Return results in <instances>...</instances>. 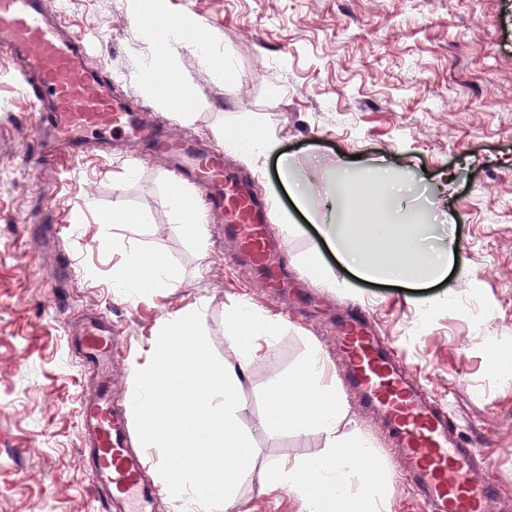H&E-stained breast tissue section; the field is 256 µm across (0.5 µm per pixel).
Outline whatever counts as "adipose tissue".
Segmentation results:
<instances>
[{"mask_svg": "<svg viewBox=\"0 0 512 512\" xmlns=\"http://www.w3.org/2000/svg\"><path fill=\"white\" fill-rule=\"evenodd\" d=\"M324 238L342 264L364 277L402 280L418 263L439 274L454 255L422 224H328ZM126 266V272L112 279L113 287L123 292L139 290L130 274L134 268L144 269L154 288H169L176 281L167 264L138 248L127 253ZM198 314L192 307L169 318L157 338L159 352L131 364L135 392L129 413L138 429L139 447L175 446L193 461L176 472L157 468L164 491L187 497L188 512H221L236 499L240 477L256 471L264 493L288 490L302 512H388L385 467L356 430H343L346 396L320 348L312 347L292 376L275 374L268 379V403L259 427L269 434L313 431L321 436L323 448L260 469L253 436L240 421L246 405L242 389L250 379L252 359L272 349L280 320L239 304L225 334L230 357L217 369L208 361L207 337L199 335L186 344L179 336ZM206 469L224 472L223 484L202 479Z\"/></svg>", "mask_w": 512, "mask_h": 512, "instance_id": "ef3b65f1", "label": "adipose tissue"}]
</instances>
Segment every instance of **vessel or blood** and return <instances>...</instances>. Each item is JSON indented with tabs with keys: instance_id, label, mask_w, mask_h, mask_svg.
<instances>
[{
	"instance_id": "obj_1",
	"label": "vessel or blood",
	"mask_w": 512,
	"mask_h": 512,
	"mask_svg": "<svg viewBox=\"0 0 512 512\" xmlns=\"http://www.w3.org/2000/svg\"><path fill=\"white\" fill-rule=\"evenodd\" d=\"M0 58L19 71L33 115L35 145L25 158L32 170L85 159L117 136L141 142L176 182L196 189L199 210L223 217L224 235L236 242L237 256L271 294L280 292L286 250L270 236L264 203L225 167L223 146L197 147L192 135L169 134L164 118L134 110L118 93L120 76L102 68L92 34L76 31L56 0H0ZM33 233L53 251L56 280H70L60 216L48 214ZM338 337L348 365L345 382L396 434L405 460L401 477L425 512H484L495 491L489 473L493 446L466 447L447 412L406 380L403 364L364 315L342 323ZM74 343L91 375L79 426L101 512H157L160 490L146 474L125 412L113 403L112 365L120 346L111 318L86 313Z\"/></svg>"
}]
</instances>
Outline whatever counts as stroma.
<instances>
[{"mask_svg":"<svg viewBox=\"0 0 512 512\" xmlns=\"http://www.w3.org/2000/svg\"><path fill=\"white\" fill-rule=\"evenodd\" d=\"M129 5L62 0L60 7L78 28L103 22L101 64L123 76L132 104L162 114L173 133L213 144L245 129L277 138V153L252 164L225 159L267 199L272 234L287 239L291 293L274 301L251 286L226 262L232 240L210 235L197 246L182 229L188 213L171 205L179 191L161 163L92 157L31 173L21 159L33 143L31 114L20 88L0 77V512H98L78 431L89 378L70 348L69 319L100 309L121 328L127 359L141 362L163 322L200 301L188 333L207 336L216 367L236 305L248 301L281 320L273 349L254 358L244 386L241 421L259 465L321 449L313 432L259 431L265 383L298 370L313 345L339 367L343 351L329 323L360 308L396 344L412 377L448 401L475 447L498 444L487 512H503L512 501V375L493 359L512 360V0H168L149 18L189 24L192 37L164 57ZM199 33L230 80L204 79L210 63L193 40ZM158 63L192 120L147 88L144 73ZM378 161L405 185L409 212L433 235L457 241L447 273L425 277L423 287L353 276L324 245L319 225L277 188L280 179L295 180L319 207L341 166ZM118 203L133 223H113ZM51 211L64 218L73 267L71 283L57 288L50 263L20 232ZM133 245L172 267L176 287L136 300L116 293L112 272ZM347 402L392 474L385 489L392 512H422L399 476L384 422L357 398ZM298 509L288 492L262 494L253 473L226 512Z\"/></svg>","mask_w":512,"mask_h":512,"instance_id":"35a3bbf8","label":"stroma"}]
</instances>
